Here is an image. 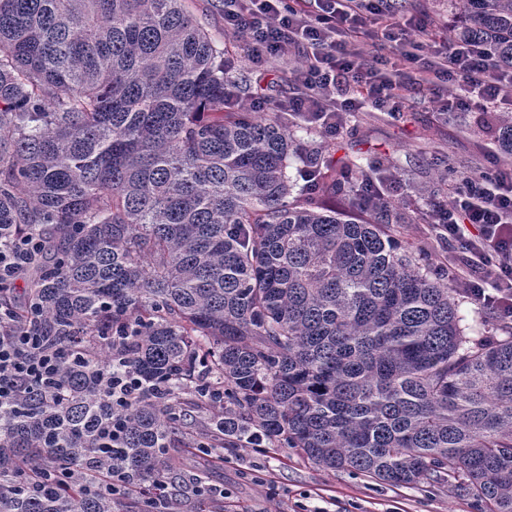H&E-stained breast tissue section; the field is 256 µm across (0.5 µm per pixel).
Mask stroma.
<instances>
[{
	"label": "stroma",
	"instance_id": "35a3bbf8",
	"mask_svg": "<svg viewBox=\"0 0 512 512\" xmlns=\"http://www.w3.org/2000/svg\"><path fill=\"white\" fill-rule=\"evenodd\" d=\"M215 4L216 0H187L188 9L235 62V107L252 105L253 67L241 50V38L225 32L224 15ZM457 92V86L446 84L413 95L398 117L367 104L351 113L336 133L322 135L340 157L392 156L395 175L385 179L383 192L405 207L407 219L399 227L400 235L432 257L455 253L456 248L435 236L427 211L452 194L458 172L478 178L505 161L495 141L473 132L471 113L445 120L442 104ZM184 409L177 430L183 446L174 452L175 463L185 478L205 473L224 495L210 500L186 489L178 512H477L473 500L445 488L392 487L347 471L330 473L289 448H227L223 463L207 465L194 444L209 441L207 424L214 410L189 393Z\"/></svg>",
	"mask_w": 512,
	"mask_h": 512
}]
</instances>
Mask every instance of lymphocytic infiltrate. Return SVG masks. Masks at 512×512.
<instances>
[{"label": "lymphocytic infiltrate", "mask_w": 512, "mask_h": 512, "mask_svg": "<svg viewBox=\"0 0 512 512\" xmlns=\"http://www.w3.org/2000/svg\"><path fill=\"white\" fill-rule=\"evenodd\" d=\"M388 30H415L420 34L415 52L404 54L394 76L382 70L378 54L357 51L335 57L337 42H356L366 15ZM224 26L243 37L256 72L264 81L268 63L287 47L305 50L309 62L293 75L301 88L283 104L294 112L317 113L324 128L335 131L341 115L368 103L396 115L412 92L433 90L444 82L457 83L461 93L453 104L468 111L478 100L489 114L512 97V70L499 71L491 53L477 42L439 40L435 30L394 10L391 0H224ZM352 90L351 98L336 102L333 93ZM455 207L433 210L444 239L460 249L448 277L462 285L478 304L504 318H512V164H504L481 179L463 180L456 189ZM478 225L470 235L469 225ZM45 250L42 240L25 237L9 252L0 250V283L19 280ZM493 288H486V281ZM55 354L43 350L27 325L0 312V407L32 383L55 381ZM113 405L121 407L139 396L144 386L121 357L101 386Z\"/></svg>", "instance_id": "1"}]
</instances>
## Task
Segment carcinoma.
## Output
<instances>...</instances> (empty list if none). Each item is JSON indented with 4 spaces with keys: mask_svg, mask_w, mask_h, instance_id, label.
Returning a JSON list of instances; mask_svg holds the SVG:
<instances>
[{
    "mask_svg": "<svg viewBox=\"0 0 512 512\" xmlns=\"http://www.w3.org/2000/svg\"><path fill=\"white\" fill-rule=\"evenodd\" d=\"M186 2L0 0V245L46 242L38 310L12 311L61 357L57 387L0 410V512H171L156 487L177 480L189 389L229 448L512 512V326L466 335L457 289L391 229L398 206L346 185L389 157L336 159L280 109H227L224 50ZM459 8L460 38L511 69L512 0ZM495 130L512 155V114ZM297 162L316 164L300 199ZM128 333L149 389L119 411L100 386ZM115 471L121 494L89 492Z\"/></svg>",
    "mask_w": 512,
    "mask_h": 512,
    "instance_id": "cac0c4a2",
    "label": "carcinoma"
}]
</instances>
